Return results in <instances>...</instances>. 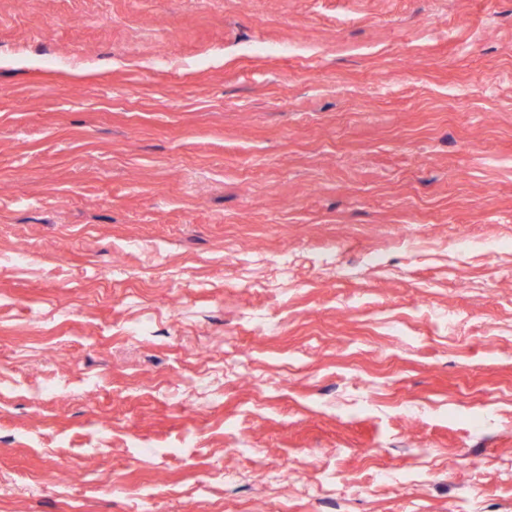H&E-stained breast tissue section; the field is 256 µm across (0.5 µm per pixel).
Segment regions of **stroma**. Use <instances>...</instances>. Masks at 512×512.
I'll list each match as a JSON object with an SVG mask.
<instances>
[{"label": "stroma", "instance_id": "obj_1", "mask_svg": "<svg viewBox=\"0 0 512 512\" xmlns=\"http://www.w3.org/2000/svg\"><path fill=\"white\" fill-rule=\"evenodd\" d=\"M509 241L512 0H0V512H512Z\"/></svg>", "mask_w": 512, "mask_h": 512}]
</instances>
